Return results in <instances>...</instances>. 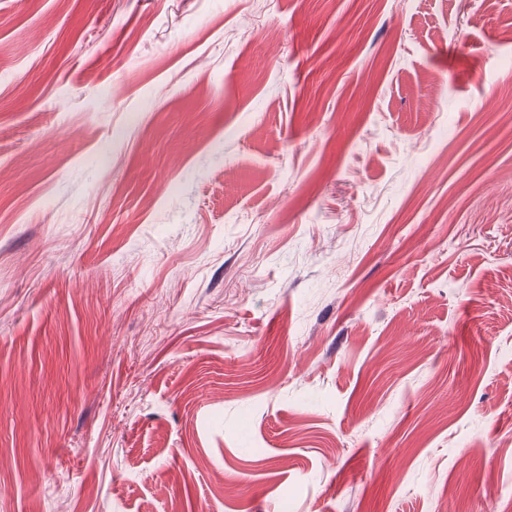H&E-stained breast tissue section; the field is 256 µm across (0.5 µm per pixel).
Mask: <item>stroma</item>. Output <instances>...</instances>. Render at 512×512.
Masks as SVG:
<instances>
[{
  "instance_id": "obj_1",
  "label": "stroma",
  "mask_w": 512,
  "mask_h": 512,
  "mask_svg": "<svg viewBox=\"0 0 512 512\" xmlns=\"http://www.w3.org/2000/svg\"><path fill=\"white\" fill-rule=\"evenodd\" d=\"M512 0H0V512H512Z\"/></svg>"
}]
</instances>
